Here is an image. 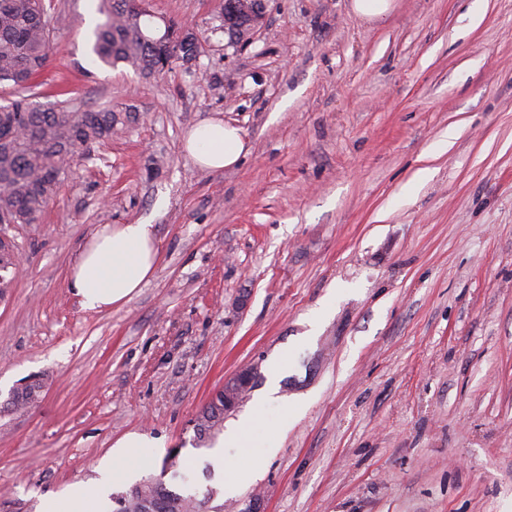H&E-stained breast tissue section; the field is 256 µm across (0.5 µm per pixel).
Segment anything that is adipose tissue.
I'll list each match as a JSON object with an SVG mask.
<instances>
[{
  "label": "adipose tissue",
  "mask_w": 512,
  "mask_h": 512,
  "mask_svg": "<svg viewBox=\"0 0 512 512\" xmlns=\"http://www.w3.org/2000/svg\"><path fill=\"white\" fill-rule=\"evenodd\" d=\"M183 147L198 167L221 170L239 161L245 142L238 128L210 118L186 133ZM158 263L154 225L104 224L81 244L68 271V286L83 309H109L143 288Z\"/></svg>",
  "instance_id": "adipose-tissue-1"
}]
</instances>
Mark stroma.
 Returning <instances> with one entry per match:
<instances>
[{"instance_id": "35a3bbf8", "label": "stroma", "mask_w": 512, "mask_h": 512, "mask_svg": "<svg viewBox=\"0 0 512 512\" xmlns=\"http://www.w3.org/2000/svg\"><path fill=\"white\" fill-rule=\"evenodd\" d=\"M221 3L153 0L202 51L146 77L93 64L95 0H54L39 102L123 125L77 153L37 223L0 226L18 259L0 275V512L97 486L130 432L162 445L116 491L174 461L223 512H512V0H395L372 23L351 0H264L239 42ZM207 118L240 128L234 167L185 153ZM139 222L154 276L82 309L79 244ZM276 362L279 397L259 403ZM246 368L224 415L249 418L246 445L215 451L195 418Z\"/></svg>"}]
</instances>
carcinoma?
I'll return each mask as SVG.
<instances>
[{
    "label": "carcinoma",
    "instance_id": "cac0c4a2",
    "mask_svg": "<svg viewBox=\"0 0 512 512\" xmlns=\"http://www.w3.org/2000/svg\"><path fill=\"white\" fill-rule=\"evenodd\" d=\"M103 20L91 36V53L98 64L115 68L129 65L151 77L164 73L159 67L167 45L165 35L151 29L149 18L135 0H99ZM64 18L44 0H0V87L15 99L0 105V211L16 224H33L57 191L61 176L77 149L112 136L117 125L110 108L75 110L74 102L43 107L32 93V81L45 66L52 47V33ZM172 22L170 34L183 35L180 51L196 57L200 42L190 31L180 33ZM42 388L35 380L14 391L12 404L33 403ZM219 393L197 418L201 433L218 432L224 424ZM211 496L179 494L161 478H148L126 491L110 494L111 512H202Z\"/></svg>",
    "mask_w": 512,
    "mask_h": 512
}]
</instances>
